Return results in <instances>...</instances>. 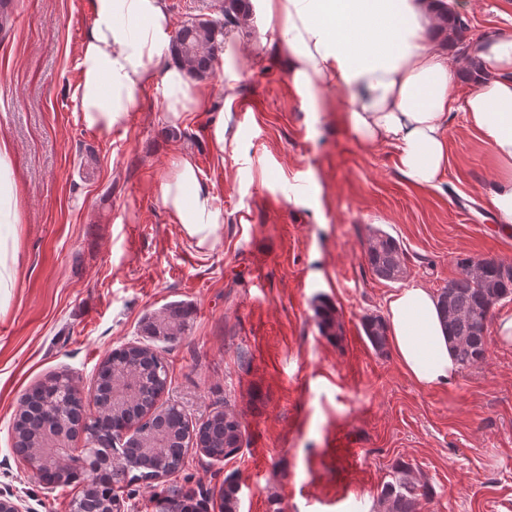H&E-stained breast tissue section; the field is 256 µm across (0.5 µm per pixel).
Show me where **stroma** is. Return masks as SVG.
<instances>
[{
  "label": "stroma",
  "instance_id": "obj_1",
  "mask_svg": "<svg viewBox=\"0 0 512 512\" xmlns=\"http://www.w3.org/2000/svg\"><path fill=\"white\" fill-rule=\"evenodd\" d=\"M470 39L512 36V0H465ZM0 30V139L14 148L23 190L18 284L0 310V491L29 512H68L78 483L46 490L12 453L23 394L58 373L81 391L127 343L153 348L163 402L199 424L224 407L242 447L198 449L159 480H126L122 512L193 499L223 512L225 480L239 512H377L397 462L435 489L422 512H512V347L449 385L424 388L392 350L376 352L362 321L401 290L373 275L372 229L398 238L406 276L440 291L458 259L512 264V236L482 203L499 168L462 116L448 131L436 188L407 182L388 149L360 143L334 112L306 111L274 51L249 66L233 102L224 74L206 78L212 107L172 126L160 91H146L127 130L85 128L73 96L87 0H11ZM227 124L223 151L210 144ZM192 157L222 214L200 247L170 223L159 196L171 160ZM331 305L340 338L321 333ZM189 309L176 342L146 336L172 305Z\"/></svg>",
  "mask_w": 512,
  "mask_h": 512
}]
</instances>
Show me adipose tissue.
Instances as JSON below:
<instances>
[{
  "instance_id": "obj_1",
  "label": "adipose tissue",
  "mask_w": 512,
  "mask_h": 512,
  "mask_svg": "<svg viewBox=\"0 0 512 512\" xmlns=\"http://www.w3.org/2000/svg\"><path fill=\"white\" fill-rule=\"evenodd\" d=\"M224 36V98L233 102L243 74L242 30L257 26L286 63L306 109L335 106L361 142L395 152L412 185L438 186L448 166V123L463 115L481 133L500 173L484 198L499 229L512 234V38L485 36L470 47L485 74L461 89L463 57L448 54L440 13L447 0H251ZM92 24L80 47L74 88L84 125L106 138L127 129L148 89L160 91L170 123L206 111L210 93L170 62L172 20L166 0H90ZM21 191L13 148L0 139V309L17 286ZM162 207L197 246L217 236L221 212L190 157L171 162ZM387 340L419 386H445L460 370L437 295L413 285L386 308Z\"/></svg>"
}]
</instances>
